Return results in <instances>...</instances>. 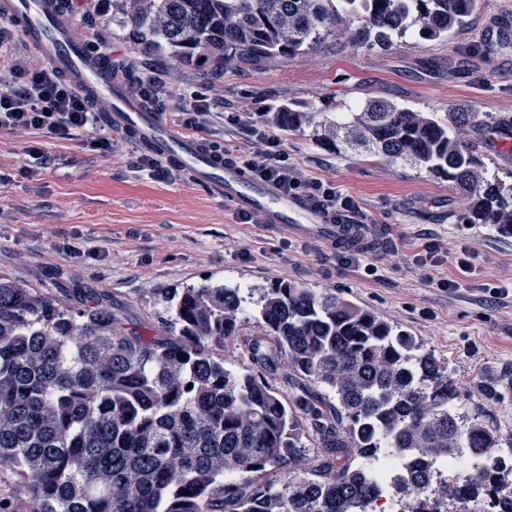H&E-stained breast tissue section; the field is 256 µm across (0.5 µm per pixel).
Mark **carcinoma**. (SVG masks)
Wrapping results in <instances>:
<instances>
[{"label":"carcinoma","mask_w":512,"mask_h":512,"mask_svg":"<svg viewBox=\"0 0 512 512\" xmlns=\"http://www.w3.org/2000/svg\"><path fill=\"white\" fill-rule=\"evenodd\" d=\"M151 0L129 17L132 35L190 60L203 45L214 66L314 49L340 21L353 45L390 46L408 30L448 38L478 0ZM261 118L286 132L318 122L359 125L390 163L414 162L461 187L467 222L512 232V194L457 129L470 113H436L370 100L338 119L312 105ZM174 312L165 336L128 328L95 294L69 306L0 273V469L25 487L30 512H352L372 492L355 458L384 448L417 456L401 491L430 481L426 456L462 447L479 429L452 406L457 385L421 344L388 319L330 291L281 280L253 303L241 289L202 284L162 297ZM258 337L250 363L301 376L334 394L285 398L268 378L224 359L243 322ZM321 448L301 449L306 433ZM296 470L295 479L280 475ZM482 473L463 492L490 488Z\"/></svg>","instance_id":"obj_1"}]
</instances>
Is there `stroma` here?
I'll use <instances>...</instances> for the list:
<instances>
[{
    "mask_svg": "<svg viewBox=\"0 0 512 512\" xmlns=\"http://www.w3.org/2000/svg\"><path fill=\"white\" fill-rule=\"evenodd\" d=\"M512 0H480L468 26L447 40L396 38L391 48L356 47L341 34L306 54L264 66L242 62L215 71L211 63H178L167 51L134 39L114 0H90L89 17L104 26L113 65L135 62L163 84L200 90L223 102L209 139L228 157L251 150L247 127L258 112L283 104H312L330 112L385 100L416 112H470L473 125H495L512 114V44L477 46L481 28ZM239 116V125L224 121ZM318 127L279 132L292 162L332 181L359 202L371 220L365 238L378 276L345 267L340 252L321 241L292 237L268 224H244L223 200L191 184L180 171L158 180L137 166L140 147L113 138L112 151H90L82 139L48 138L36 130L0 131V171L26 164L24 149L39 144L51 164L0 184V271L37 291L77 302L91 291L112 303L128 327L161 336L171 312L160 292L204 282L239 284L260 294L286 279L330 289L408 331L447 368L466 416L485 429L512 435V397L500 377L512 375V295L501 301L484 290L512 291V234L488 224L465 225L467 194L419 166L390 164L366 150L336 152L317 139ZM441 241L437 275L458 281L449 294L428 284L413 260L427 239ZM74 245L81 256L66 252ZM477 259L461 274V247ZM99 250V258L88 250Z\"/></svg>",
    "mask_w": 512,
    "mask_h": 512,
    "instance_id": "stroma-1",
    "label": "stroma"
}]
</instances>
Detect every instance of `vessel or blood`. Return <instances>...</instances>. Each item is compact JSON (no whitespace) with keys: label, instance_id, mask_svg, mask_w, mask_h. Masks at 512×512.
I'll return each instance as SVG.
<instances>
[{"label":"vessel or blood","instance_id":"b4317fda","mask_svg":"<svg viewBox=\"0 0 512 512\" xmlns=\"http://www.w3.org/2000/svg\"><path fill=\"white\" fill-rule=\"evenodd\" d=\"M0 18L21 33L39 62L50 65L88 101L114 134L131 138L186 172L191 183L223 199L230 210L261 214L267 224L335 246L361 245L355 225L306 195L287 194L272 183L253 179L222 153L212 151L202 138L163 122L131 98L106 53L92 51L86 32L75 24L62 0H0ZM482 35L496 45L511 39L512 14L497 15ZM500 127L492 135L476 130L470 141L508 163L512 161V138L505 131L512 128V119L503 118Z\"/></svg>","mask_w":512,"mask_h":512}]
</instances>
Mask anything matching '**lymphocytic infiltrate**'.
I'll list each match as a JSON object with an SVG mask.
<instances>
[{
    "mask_svg": "<svg viewBox=\"0 0 512 512\" xmlns=\"http://www.w3.org/2000/svg\"><path fill=\"white\" fill-rule=\"evenodd\" d=\"M24 51V44L0 29V65L10 68L16 82L15 88L0 90V130L34 129L60 138L86 131L100 154L110 153L112 137L103 133L98 113L51 68L28 65ZM131 86L136 96L151 101L158 111L179 112L187 129L205 130L219 108L218 101L206 94L178 87L164 89L154 77L133 79ZM250 133L257 148L237 155L240 168L255 178L273 182L284 192L316 199L348 223H361L359 203L332 182L306 176L265 125H252Z\"/></svg>",
    "mask_w": 512,
    "mask_h": 512,
    "instance_id": "obj_1",
    "label": "lymphocytic infiltrate"
}]
</instances>
